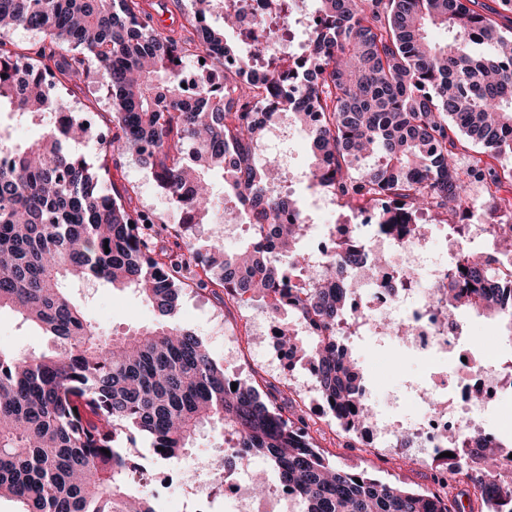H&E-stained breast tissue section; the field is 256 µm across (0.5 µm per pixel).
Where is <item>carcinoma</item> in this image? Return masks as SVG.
Listing matches in <instances>:
<instances>
[{
	"label": "carcinoma",
	"mask_w": 512,
	"mask_h": 512,
	"mask_svg": "<svg viewBox=\"0 0 512 512\" xmlns=\"http://www.w3.org/2000/svg\"><path fill=\"white\" fill-rule=\"evenodd\" d=\"M210 0H191L178 28L155 29L148 0H0V26L43 32L35 56L0 37V112L42 126L41 137L0 135V310L8 308L50 337L49 353L0 349V499L17 512H158L156 495L130 477L133 458L118 443L148 436L163 460H178L204 427L228 437L224 455L204 462L214 477L261 457L279 486L295 490L304 512H462L456 500L381 483L330 464L303 417L292 420L259 390L231 378L191 332L171 320L180 293L209 290L247 304L283 305L320 339L278 327V343L314 374L327 412L348 436L366 430L373 405L358 361L341 344L350 291L332 285L328 266L298 251L303 225L284 221L294 201L271 193L275 158L266 153L267 122L290 115L310 138L307 174L332 199L401 207L408 230L418 216L468 203L474 182L500 183L480 159L462 165L458 136L496 156L512 154V13L500 0L491 16L480 0H317L319 24L300 75L248 74L250 60L287 33L263 22L262 39L234 51L207 23ZM444 28V43L427 36ZM241 55L245 68L216 84L209 62ZM195 98L184 96L192 61ZM97 65L112 97V151L134 150L182 211L168 235L176 254L143 232L153 220L101 187L73 144L87 119L46 86L90 76ZM282 107L255 111L271 98ZM224 182L215 202L212 176ZM243 204L250 236L235 253L195 250L197 224H216L220 205ZM496 260L463 255L448 268L445 320L473 310L506 325L512 337V224L491 225ZM110 252H105V249ZM349 266L376 268L372 255L346 248ZM99 280L156 305L160 319L121 337L99 334L68 284ZM237 389L231 390L232 383ZM499 437L446 443L437 477L462 475L480 512H512V468L497 465ZM107 449L110 454L101 452Z\"/></svg>",
	"instance_id": "carcinoma-1"
}]
</instances>
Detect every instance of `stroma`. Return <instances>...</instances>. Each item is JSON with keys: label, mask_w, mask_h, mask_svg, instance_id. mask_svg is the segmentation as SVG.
Here are the masks:
<instances>
[{"label": "stroma", "mask_w": 512, "mask_h": 512, "mask_svg": "<svg viewBox=\"0 0 512 512\" xmlns=\"http://www.w3.org/2000/svg\"><path fill=\"white\" fill-rule=\"evenodd\" d=\"M62 93L71 108L81 111L92 122L91 132L79 150L90 165L107 163L105 190L132 189L131 207L153 213L160 223H179V208L157 186L135 152L105 159L106 140L112 135V102L101 78L65 84ZM71 294L106 336L149 326L158 319L155 308L138 294L107 283L91 280L76 284ZM261 318L260 302L244 306L192 289L182 292L177 313L178 321L203 341L217 363L226 364L228 371L254 384L262 395H275L286 416L304 415L316 444L332 463L366 470L389 484L419 491L430 489L435 472L432 455L410 461L389 443L379 441L368 448L351 447L335 420L323 413L318 388L308 368L300 364L287 371L269 363L272 348L257 335L256 323ZM350 347L367 388L383 387L398 396V403L377 409L378 415L394 421L404 422L418 413L420 406L412 398L411 388L432 386L433 374L447 369L452 361L448 354H410L371 334L353 340ZM45 348L46 338L39 331L16 313L0 311V349L40 352Z\"/></svg>", "instance_id": "1"}]
</instances>
